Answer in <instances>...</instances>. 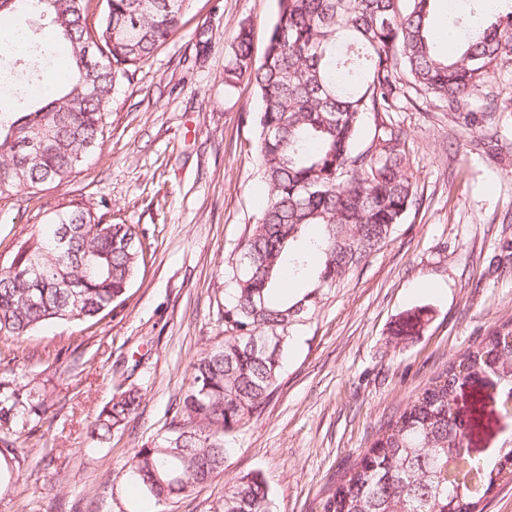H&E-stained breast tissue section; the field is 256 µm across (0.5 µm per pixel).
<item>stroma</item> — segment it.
Instances as JSON below:
<instances>
[{"instance_id":"obj_1","label":"stroma","mask_w":512,"mask_h":512,"mask_svg":"<svg viewBox=\"0 0 512 512\" xmlns=\"http://www.w3.org/2000/svg\"><path fill=\"white\" fill-rule=\"evenodd\" d=\"M276 17L277 0H191L177 34L121 83L106 137L73 180L35 196L0 194V257L74 198L105 221L139 225L146 248L113 312L54 322L17 343L0 335V351L25 356L20 381L49 394L43 419L17 425L16 435L29 451L28 482H51L36 496L1 482L0 512H156L121 468L166 433L193 362L224 333V266L263 200L253 160L258 95L244 78L227 88L224 66L244 22L262 58ZM214 19V46L196 59L195 30ZM393 118L408 133L418 206L296 327L276 391L224 439L223 474L165 512H209L249 472L265 478L274 512H322L380 427L455 355L512 321V112L467 130L411 89ZM420 306L431 315L423 336L392 342L393 321ZM127 372L142 389L140 409L92 444L87 428ZM499 402L491 389L469 400L479 450L512 436Z\"/></svg>"}]
</instances>
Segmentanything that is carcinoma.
<instances>
[{"label": "carcinoma", "instance_id": "cac0c4a2", "mask_svg": "<svg viewBox=\"0 0 512 512\" xmlns=\"http://www.w3.org/2000/svg\"><path fill=\"white\" fill-rule=\"evenodd\" d=\"M90 0H0V16L45 17L69 53V76L36 108L0 113V194L36 195L62 186L104 138L116 87L178 31L191 0H105L88 23ZM439 0H277L261 60L250 26H240L225 64L228 87L245 77L258 92L254 159L263 205L235 262L224 269L218 320L224 338L193 363L175 400L167 432L136 449L123 476L154 503L168 504L224 472V435L262 411L282 373L283 353L301 318L325 291L379 250L417 204L405 152L406 133L391 118L405 89L462 112L512 63V0H471L457 17L468 36L443 49L431 31ZM213 42V27L195 33L196 54ZM373 133L359 143L366 120ZM32 139L50 150L24 163ZM65 257L48 243L63 227ZM0 272V335L15 341L50 322H85L112 312L145 263L139 228L105 223L77 199L52 211L46 227L19 242ZM428 311L402 312L390 335L424 333ZM19 356H0V457L18 459L14 427L38 417L48 397L14 377ZM497 387L512 414V323L484 337L381 428L358 463L323 504V512H482L483 498L512 482V444L488 461L470 449L456 414L464 388ZM143 399L121 382L91 422L102 443L125 426ZM211 512H273L258 473L236 478Z\"/></svg>", "mask_w": 512, "mask_h": 512}]
</instances>
